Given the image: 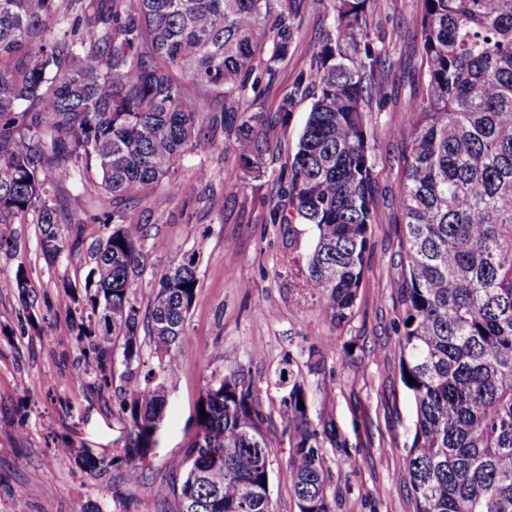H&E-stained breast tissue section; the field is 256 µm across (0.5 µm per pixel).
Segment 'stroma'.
Returning <instances> with one entry per match:
<instances>
[{
    "label": "stroma",
    "instance_id": "35a3bbf8",
    "mask_svg": "<svg viewBox=\"0 0 512 512\" xmlns=\"http://www.w3.org/2000/svg\"><path fill=\"white\" fill-rule=\"evenodd\" d=\"M423 0H369L367 16L391 63L383 96L369 99L365 127L371 147L375 204L384 213L373 225L364 278L352 318L334 326L315 299L301 294L297 267L287 255H305L314 245L304 224L273 221L270 199L288 167L313 100L296 99L287 121L268 132L266 176L254 181L240 168L233 138L216 136L189 152L177 174L180 190L161 209L140 200L137 211L161 249L144 247L143 271L129 294L147 311L160 273L196 253L198 288L187 318L191 347L179 373L164 382V419L155 443L136 459L143 477L131 486L123 458L135 424L114 393L123 383L121 360L112 364L109 391L77 375L91 357L80 338L78 305L61 302L63 284L83 287L93 265L90 248L104 238L95 222L99 179L86 173L60 189L65 221L84 240L72 254L47 265L37 245L35 215L0 224L9 247L0 249V512H72L91 504L95 512H179L174 491L177 466L197 432L195 411L205 387L237 370L254 382L267 420L270 490L276 512H298L288 469L291 433L278 408L288 389L282 370L303 383L308 418L329 473L327 492L335 512H415L402 458L414 435L415 404L401 382L395 341L401 313L394 277L401 254L398 200L402 188L401 146L388 136L405 111L422 72L416 32ZM325 0H313L299 26L294 52L274 76H262L245 105L275 112L296 73L330 32ZM206 168L199 181L195 171ZM24 269L29 301H22L15 273ZM318 359H311L310 351ZM88 448L116 459L97 480L74 456Z\"/></svg>",
    "mask_w": 512,
    "mask_h": 512
}]
</instances>
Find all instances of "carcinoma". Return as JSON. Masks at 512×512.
<instances>
[{"instance_id": "cac0c4a2", "label": "carcinoma", "mask_w": 512, "mask_h": 512, "mask_svg": "<svg viewBox=\"0 0 512 512\" xmlns=\"http://www.w3.org/2000/svg\"><path fill=\"white\" fill-rule=\"evenodd\" d=\"M307 0H0V224L36 214L49 265L81 241L64 232L59 187L95 171L103 197L78 335L93 339L82 374L98 389L115 348L126 366L121 408L144 455L165 400L141 373L140 327L174 375L191 345L196 254L163 271L145 315L129 297L149 228L130 204L166 206L185 155L201 146L204 106L189 79L223 94L213 131L234 134L240 166L266 176L272 119L314 93L272 219L288 207L314 231L299 286L336 325L361 286L373 201L365 99L385 88L368 0H331L333 30L276 112L243 108L260 77L288 58ZM420 88L389 130L404 141L401 310L396 353L417 420L403 458L416 512H512V0H423ZM116 310L112 320L105 311ZM415 379L410 384L408 377ZM304 406H299V403ZM208 418L186 448L180 512H274L266 415L243 371L205 387ZM304 384L288 383L279 415L294 432L288 468L298 512H334ZM224 449L219 455L214 449ZM107 476L115 461L85 450Z\"/></svg>"}]
</instances>
